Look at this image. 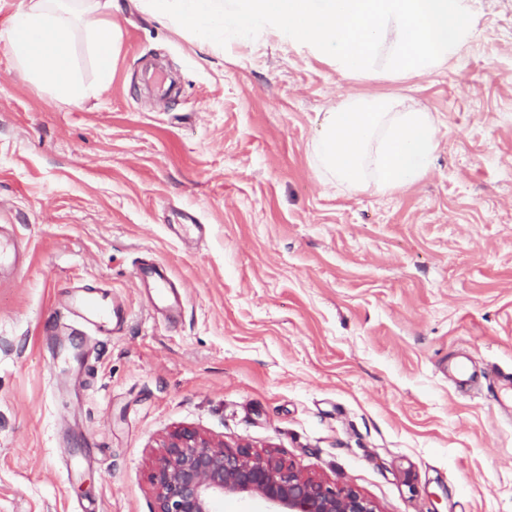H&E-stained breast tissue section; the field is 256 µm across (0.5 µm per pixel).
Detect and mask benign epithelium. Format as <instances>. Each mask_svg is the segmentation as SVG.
<instances>
[{"label":"benign epithelium","instance_id":"benign-epithelium-1","mask_svg":"<svg viewBox=\"0 0 512 512\" xmlns=\"http://www.w3.org/2000/svg\"><path fill=\"white\" fill-rule=\"evenodd\" d=\"M151 482L154 512H223L227 498L257 499L265 512H377L358 491L308 474L277 453L230 447L193 427L163 442Z\"/></svg>","mask_w":512,"mask_h":512}]
</instances>
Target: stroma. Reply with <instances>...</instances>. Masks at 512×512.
Listing matches in <instances>:
<instances>
[{
    "mask_svg": "<svg viewBox=\"0 0 512 512\" xmlns=\"http://www.w3.org/2000/svg\"><path fill=\"white\" fill-rule=\"evenodd\" d=\"M96 99L56 98L0 41V512H154L166 433L190 426L357 490L378 512H512V0H470L473 40L431 76L345 77L277 39L226 46L119 0ZM358 94L427 110L428 174L339 189L309 147ZM162 263L180 317L136 269ZM101 285L109 338L56 315ZM89 354L94 387L75 358ZM468 356L469 392L448 377Z\"/></svg>",
    "mask_w": 512,
    "mask_h": 512,
    "instance_id": "stroma-1",
    "label": "stroma"
}]
</instances>
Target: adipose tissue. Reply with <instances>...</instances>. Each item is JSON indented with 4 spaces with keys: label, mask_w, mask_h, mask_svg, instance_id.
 I'll list each match as a JSON object with an SVG mask.
<instances>
[{
    "label": "adipose tissue",
    "mask_w": 512,
    "mask_h": 512,
    "mask_svg": "<svg viewBox=\"0 0 512 512\" xmlns=\"http://www.w3.org/2000/svg\"><path fill=\"white\" fill-rule=\"evenodd\" d=\"M118 0H23L1 35L18 66L59 99L82 103L100 88L83 83L70 57L72 30L81 27L101 72L110 69L113 35L104 15ZM439 147L430 112L395 95L349 96L325 112L311 146L314 165L333 186L390 192L420 181Z\"/></svg>",
    "instance_id": "obj_1"
}]
</instances>
